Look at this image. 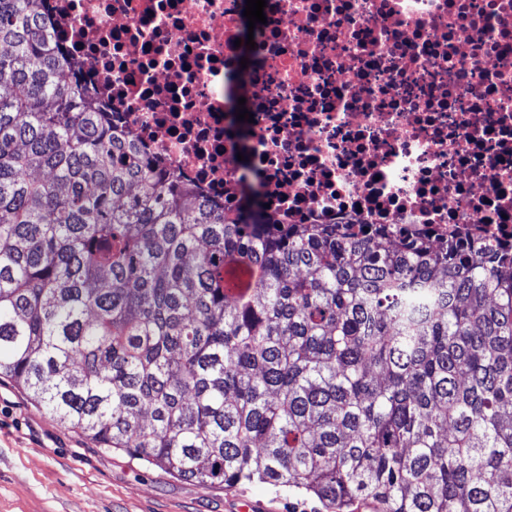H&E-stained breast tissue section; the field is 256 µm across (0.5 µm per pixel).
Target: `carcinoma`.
<instances>
[{"instance_id": "cac0c4a2", "label": "carcinoma", "mask_w": 512, "mask_h": 512, "mask_svg": "<svg viewBox=\"0 0 512 512\" xmlns=\"http://www.w3.org/2000/svg\"><path fill=\"white\" fill-rule=\"evenodd\" d=\"M0 0V375L200 484L512 512V249L224 209Z\"/></svg>"}]
</instances>
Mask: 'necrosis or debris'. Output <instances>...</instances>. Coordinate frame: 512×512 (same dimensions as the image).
<instances>
[{"mask_svg": "<svg viewBox=\"0 0 512 512\" xmlns=\"http://www.w3.org/2000/svg\"><path fill=\"white\" fill-rule=\"evenodd\" d=\"M241 143L244 0H46L112 127L235 215L512 245V0H266Z\"/></svg>", "mask_w": 512, "mask_h": 512, "instance_id": "4bbe7bcc", "label": "necrosis or debris"}]
</instances>
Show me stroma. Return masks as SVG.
I'll return each instance as SVG.
<instances>
[{
  "label": "stroma",
  "instance_id": "stroma-1",
  "mask_svg": "<svg viewBox=\"0 0 512 512\" xmlns=\"http://www.w3.org/2000/svg\"><path fill=\"white\" fill-rule=\"evenodd\" d=\"M326 512L314 495L266 485H203L99 448L0 378V512Z\"/></svg>",
  "mask_w": 512,
  "mask_h": 512
}]
</instances>
